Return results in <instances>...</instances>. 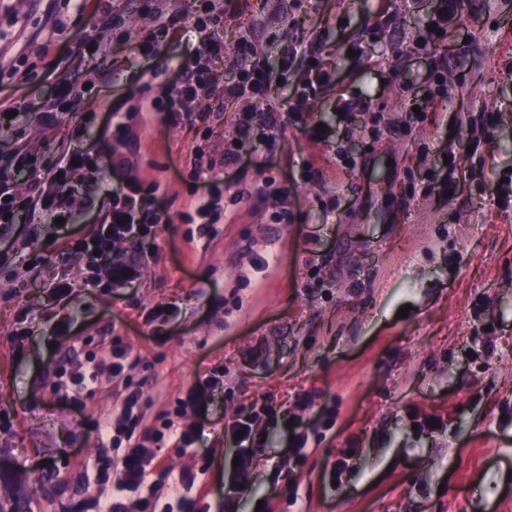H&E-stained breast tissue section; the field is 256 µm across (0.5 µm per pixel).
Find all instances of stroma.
I'll return each mask as SVG.
<instances>
[{
	"mask_svg": "<svg viewBox=\"0 0 512 512\" xmlns=\"http://www.w3.org/2000/svg\"><path fill=\"white\" fill-rule=\"evenodd\" d=\"M109 3L124 29L71 0H0V98L45 103L70 80L85 135L31 123L22 144L40 158L124 155L130 172L109 176L100 208L127 182L158 184L167 192L155 204L175 220L118 296L83 289L86 265L58 253L51 225L12 229L16 249L0 264V497L21 496L27 512H76L98 492L94 421L121 399L105 380L86 406H67L52 384L84 352L110 364L118 335L139 360L147 422L199 388L197 442L162 454L173 474L202 473L209 512H224L233 474L229 427L264 401L265 440L235 512H512V0H459L435 41L426 21L440 0ZM212 7L224 12V43L202 104L209 129L166 109V67L196 38L187 27L162 43L156 110L113 137L112 108L141 98L130 36ZM55 22L52 42L34 40ZM244 34L271 72L261 99L224 96ZM295 38L308 52L282 70ZM315 65L332 80L310 92ZM354 96L368 109L343 111ZM298 101L304 110L292 113ZM271 104L288 114L285 128L229 165V184L197 186L196 146L222 154L239 116ZM316 126L323 141L310 137ZM259 187L287 193V213L250 200ZM211 198L222 213L200 217ZM60 277L78 287L70 336L47 331L57 308L44 286ZM168 305V322L147 324ZM22 319L32 334L16 351ZM431 416L437 428L426 427ZM289 418L307 423L308 440L286 468Z\"/></svg>",
	"mask_w": 512,
	"mask_h": 512,
	"instance_id": "35a3bbf8",
	"label": "stroma"
}]
</instances>
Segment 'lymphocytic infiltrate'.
<instances>
[{
	"label": "lymphocytic infiltrate",
	"instance_id": "lymphocytic-infiltrate-1",
	"mask_svg": "<svg viewBox=\"0 0 512 512\" xmlns=\"http://www.w3.org/2000/svg\"><path fill=\"white\" fill-rule=\"evenodd\" d=\"M198 44L194 52L175 62L178 80L168 94L169 111L179 120L194 125L208 122V112L199 110V103L212 94L210 63L220 44L217 34L224 29L223 13L212 12L207 18L195 20ZM238 69L244 76L241 83L228 87L227 97L237 98L247 94L263 97L271 79L266 65L256 48L249 41L240 44ZM76 98L73 86L60 82L56 101L37 108L26 102H0V131L37 121L53 128L70 120V106ZM254 132L250 124L238 126L234 148L225 156H215L198 150L193 178L202 184L222 180L225 162H240L250 158V144ZM121 159L105 163L99 155L82 150H66L53 157L39 159L25 148H15L7 164L0 165V224H9L12 218L24 215L41 224L58 223L57 247L68 254L81 256L87 265L84 285L88 288H108L120 293L133 286L140 277L146 262L153 260L155 251L148 244L157 240L172 222L168 211L157 208L152 198L141 195L137 189L114 192L112 206L99 224L82 235L70 233L75 214L69 213L59 203L60 197L72 183L87 182L94 173L106 167H124ZM27 172L28 193L17 196L14 192L15 176ZM117 241H131L139 245L136 258L129 262L112 261V245ZM134 365L123 337L112 339V364L102 368L93 355L78 360L77 369L68 379L54 381V391L69 404H83L92 399L102 373H109L113 383L120 386L121 406L117 413L100 416L95 429L100 449L92 467L97 480L111 484L107 494L91 497L83 506L84 512H201L200 496L192 489L196 476L186 473L179 478L159 483V476H166L168 469L160 454L161 449L187 450L197 439V430L189 419L197 410L195 392L177 398L174 410L163 413L157 424L146 425L144 412L150 401L143 394L141 382L133 381L130 370ZM235 433L234 444L239 462L234 468L225 507H232L235 492L250 480V451L259 447L262 432L255 418L236 420L231 428Z\"/></svg>",
	"mask_w": 512,
	"mask_h": 512
}]
</instances>
